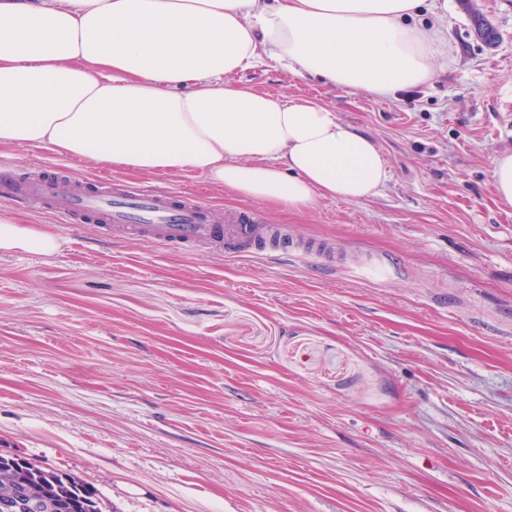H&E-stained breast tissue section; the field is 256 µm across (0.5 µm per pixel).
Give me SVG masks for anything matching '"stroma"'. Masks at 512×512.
Listing matches in <instances>:
<instances>
[{
    "label": "stroma",
    "instance_id": "stroma-1",
    "mask_svg": "<svg viewBox=\"0 0 512 512\" xmlns=\"http://www.w3.org/2000/svg\"><path fill=\"white\" fill-rule=\"evenodd\" d=\"M430 81L369 95L275 60L228 83L313 98L370 135L389 179L291 211L195 174L141 175L0 147L23 178L85 179L247 209L308 255L239 258L118 239L0 198L61 241L0 253V456L80 479L103 512H512V0H446ZM491 179L499 203L512 207V153H501L491 161Z\"/></svg>",
    "mask_w": 512,
    "mask_h": 512
}]
</instances>
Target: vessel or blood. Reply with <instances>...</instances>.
Returning a JSON list of instances; mask_svg holds the SVG:
<instances>
[{
    "label": "vessel or blood",
    "mask_w": 512,
    "mask_h": 512,
    "mask_svg": "<svg viewBox=\"0 0 512 512\" xmlns=\"http://www.w3.org/2000/svg\"><path fill=\"white\" fill-rule=\"evenodd\" d=\"M1 187L60 223L98 224L113 234L137 236L167 248L213 249L234 257L295 250L328 260L334 254L329 242H298L285 229L260 223L252 212L235 211L219 219L197 198L135 188L117 177L105 182L82 179L65 189L55 173L44 171L8 177Z\"/></svg>",
    "instance_id": "b4317fda"
}]
</instances>
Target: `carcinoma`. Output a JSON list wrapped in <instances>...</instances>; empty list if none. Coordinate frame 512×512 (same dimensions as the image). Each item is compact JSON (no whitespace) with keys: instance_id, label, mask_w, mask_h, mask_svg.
<instances>
[{"instance_id":"obj_1","label":"carcinoma","mask_w":512,"mask_h":512,"mask_svg":"<svg viewBox=\"0 0 512 512\" xmlns=\"http://www.w3.org/2000/svg\"><path fill=\"white\" fill-rule=\"evenodd\" d=\"M472 21L480 39L496 41L487 20L474 12ZM29 500L39 504L38 512H102L101 501L78 478L22 458L0 456V512H13L12 506Z\"/></svg>"}]
</instances>
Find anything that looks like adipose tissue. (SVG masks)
I'll return each mask as SVG.
<instances>
[{"instance_id":"ef3b65f1","label":"adipose tissue","mask_w":512,"mask_h":512,"mask_svg":"<svg viewBox=\"0 0 512 512\" xmlns=\"http://www.w3.org/2000/svg\"><path fill=\"white\" fill-rule=\"evenodd\" d=\"M447 49L436 0H0V146L194 173L285 209L359 202L389 178L370 136L225 76L271 58L385 95L427 82ZM13 250L52 256L60 241L0 215Z\"/></svg>"}]
</instances>
